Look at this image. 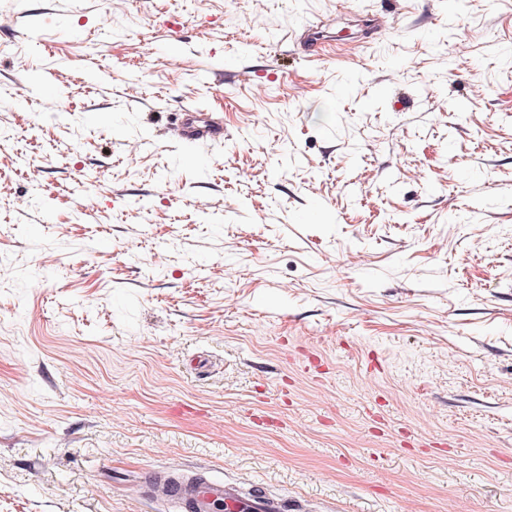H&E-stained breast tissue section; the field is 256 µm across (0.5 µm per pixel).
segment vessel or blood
Masks as SVG:
<instances>
[{
    "instance_id": "obj_1",
    "label": "vessel or blood",
    "mask_w": 512,
    "mask_h": 512,
    "mask_svg": "<svg viewBox=\"0 0 512 512\" xmlns=\"http://www.w3.org/2000/svg\"><path fill=\"white\" fill-rule=\"evenodd\" d=\"M178 136L186 143L221 139L222 126L208 120L202 113H185L177 127ZM177 512H286L283 500L262 492L243 495L236 485L216 478L175 481L167 492Z\"/></svg>"
}]
</instances>
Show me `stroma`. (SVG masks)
Masks as SVG:
<instances>
[{
    "label": "stroma",
    "instance_id": "stroma-1",
    "mask_svg": "<svg viewBox=\"0 0 512 512\" xmlns=\"http://www.w3.org/2000/svg\"><path fill=\"white\" fill-rule=\"evenodd\" d=\"M508 47L512 0H0V512H512ZM200 112H185L180 124L177 126L178 136L186 143L219 140L224 131L218 122L208 120ZM167 498L178 512H287L283 500L260 491L246 496L236 485L216 478L175 480Z\"/></svg>",
    "mask_w": 512,
    "mask_h": 512
}]
</instances>
